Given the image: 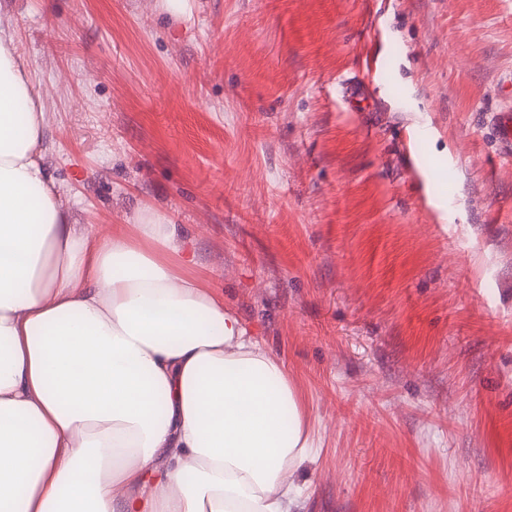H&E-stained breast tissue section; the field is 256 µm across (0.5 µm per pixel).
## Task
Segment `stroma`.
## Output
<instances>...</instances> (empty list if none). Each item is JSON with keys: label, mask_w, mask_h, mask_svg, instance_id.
<instances>
[{"label": "stroma", "mask_w": 512, "mask_h": 512, "mask_svg": "<svg viewBox=\"0 0 512 512\" xmlns=\"http://www.w3.org/2000/svg\"><path fill=\"white\" fill-rule=\"evenodd\" d=\"M0 24L73 222L168 217L287 365L318 442L297 512H512V161L488 127L512 0H0Z\"/></svg>", "instance_id": "stroma-1"}]
</instances>
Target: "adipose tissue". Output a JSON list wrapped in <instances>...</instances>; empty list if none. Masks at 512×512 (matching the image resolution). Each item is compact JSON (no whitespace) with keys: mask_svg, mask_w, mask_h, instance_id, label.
I'll use <instances>...</instances> for the list:
<instances>
[{"mask_svg":"<svg viewBox=\"0 0 512 512\" xmlns=\"http://www.w3.org/2000/svg\"><path fill=\"white\" fill-rule=\"evenodd\" d=\"M43 137L0 26V512H293L316 441L284 363L166 218L73 224Z\"/></svg>","mask_w":512,"mask_h":512,"instance_id":"ef3b65f1","label":"adipose tissue"}]
</instances>
